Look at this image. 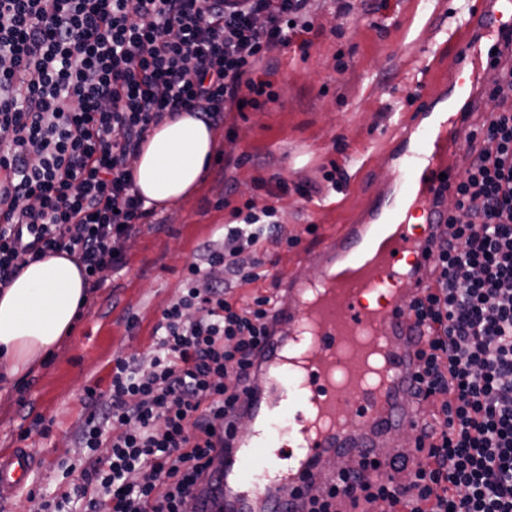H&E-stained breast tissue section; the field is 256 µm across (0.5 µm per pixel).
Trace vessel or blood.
Wrapping results in <instances>:
<instances>
[{"instance_id": "obj_1", "label": "vessel or blood", "mask_w": 512, "mask_h": 512, "mask_svg": "<svg viewBox=\"0 0 512 512\" xmlns=\"http://www.w3.org/2000/svg\"><path fill=\"white\" fill-rule=\"evenodd\" d=\"M444 33L454 53H422L412 78L421 107L398 113L379 146L397 177L280 278L248 395L230 413L247 427L225 429L212 480L198 487L207 512H278L283 505L301 512L310 486L338 482L362 460L376 463L370 479L387 480L391 460L420 434L422 407L413 396L419 345L408 305L432 284L433 241L448 219L447 191L469 162L471 115L482 111L500 67L512 65L511 54H495L512 36V0H467ZM310 267L326 274L354 268L358 275L339 283L317 363L299 374L285 357ZM377 320L388 367L381 388L361 382L345 351L351 336ZM37 463L30 448L0 453V499L23 491Z\"/></svg>"}]
</instances>
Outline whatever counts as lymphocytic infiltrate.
<instances>
[{
  "instance_id": "lymphocytic-infiltrate-1",
  "label": "lymphocytic infiltrate",
  "mask_w": 512,
  "mask_h": 512,
  "mask_svg": "<svg viewBox=\"0 0 512 512\" xmlns=\"http://www.w3.org/2000/svg\"><path fill=\"white\" fill-rule=\"evenodd\" d=\"M310 2L0 0V288L61 253L89 292L101 288L154 216L132 174L150 130L183 112L217 126L275 101L261 64L291 43L308 48ZM491 96L434 242L435 285L411 305L426 330L423 460L394 459L406 475L395 486L349 469L305 512H512V71ZM278 200L233 206L150 349L117 359L107 389L86 387L82 478L29 493L34 512H183L195 498L276 304L236 290L269 277V247L300 243Z\"/></svg>"
}]
</instances>
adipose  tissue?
<instances>
[{
  "label": "adipose tissue",
  "mask_w": 512,
  "mask_h": 512,
  "mask_svg": "<svg viewBox=\"0 0 512 512\" xmlns=\"http://www.w3.org/2000/svg\"><path fill=\"white\" fill-rule=\"evenodd\" d=\"M216 129L184 112L155 127L134 164L147 205L164 212L200 191L218 152ZM86 298L83 275L67 255L23 267L0 290V366L19 380L73 329Z\"/></svg>",
  "instance_id": "ef3b65f1"
}]
</instances>
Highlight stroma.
<instances>
[{
    "instance_id": "1",
    "label": "stroma",
    "mask_w": 512,
    "mask_h": 512,
    "mask_svg": "<svg viewBox=\"0 0 512 512\" xmlns=\"http://www.w3.org/2000/svg\"><path fill=\"white\" fill-rule=\"evenodd\" d=\"M348 14L333 0H313L314 31L307 53L277 50L264 68L276 101L231 112L218 126L222 153L199 193L173 205L158 224L143 225L124 245L120 271H106L73 331L25 380L0 378V448H33L39 469L28 486L54 491L60 465L83 456L74 433L85 415L84 391L107 388L116 358L144 352L162 309L180 289L198 246L229 222L224 196L263 203L285 182L279 205L301 246L330 231L373 194L391 172L376 141L394 112L415 107L411 80L434 26L418 0H349ZM369 164L356 170V160ZM346 172L330 189L331 165ZM50 423L41 435L33 422Z\"/></svg>"
}]
</instances>
